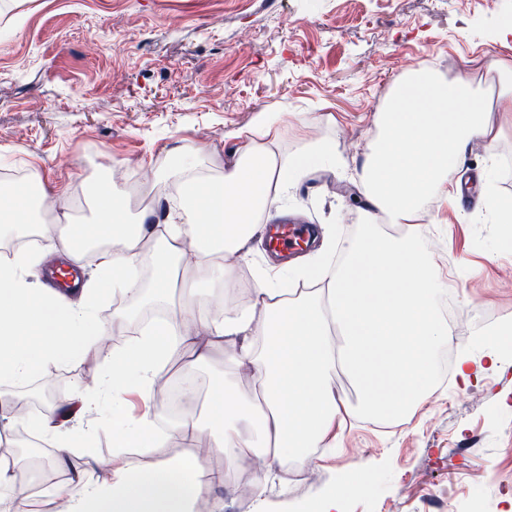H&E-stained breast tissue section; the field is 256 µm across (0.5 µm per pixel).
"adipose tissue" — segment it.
I'll use <instances>...</instances> for the list:
<instances>
[{"instance_id":"adipose-tissue-1","label":"adipose tissue","mask_w":512,"mask_h":512,"mask_svg":"<svg viewBox=\"0 0 512 512\" xmlns=\"http://www.w3.org/2000/svg\"><path fill=\"white\" fill-rule=\"evenodd\" d=\"M286 119L262 111L244 133L245 147L221 170L182 152L133 190L101 178L92 189L96 218L89 224L35 221L48 196H67V189L0 190L1 243L33 226L44 239L60 238L47 254L19 249L0 259V417L14 430L32 428L54 440L52 468H65L85 441L61 435L64 424L94 413L106 398L113 447L147 450L203 439L223 456L225 471L246 457L259 459L247 493L260 501L276 468L306 463L310 449L324 447L350 413L336 400L338 375L355 383L361 420L395 419L422 407L434 384V356L449 336L439 309L448 280L424 246L423 225L441 221L431 212L434 201L455 205L462 184L452 175L473 148H494L512 129V64L492 60L448 80L408 68L381 107L357 173L365 197L361 229L327 244L342 254V265L323 260L290 269L267 262L254 269L247 305H214L200 295L201 286L235 283L238 264L248 260L245 245L272 219L269 199L289 193L312 165L337 162L327 140L282 154L278 131ZM169 194L177 205L154 221L153 199ZM92 251L108 276L83 309L62 307L58 290H34L24 279L34 260L77 263ZM176 283L182 288L176 321L143 322V305L168 300ZM107 293L125 300L108 323L94 313ZM134 331V347L107 349L112 335ZM217 345L231 377L211 386L207 415L197 414L198 392L190 388L184 413L159 425L149 405L173 357L190 351L183 373L191 377ZM101 350L105 363L80 377L66 403L35 421L17 414L27 402L20 386L40 367ZM243 372L255 381L251 390L235 381ZM89 467L106 481L75 472L55 488L51 512H198L203 503L211 512L224 510L211 496L223 474L207 472L194 451L143 472L113 457L91 459ZM28 473L19 458L0 456V512H32Z\"/></svg>"}]
</instances>
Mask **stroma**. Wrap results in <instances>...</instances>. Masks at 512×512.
<instances>
[{
    "instance_id": "1",
    "label": "stroma",
    "mask_w": 512,
    "mask_h": 512,
    "mask_svg": "<svg viewBox=\"0 0 512 512\" xmlns=\"http://www.w3.org/2000/svg\"><path fill=\"white\" fill-rule=\"evenodd\" d=\"M512 0H0V155L12 172L47 185L86 186L114 162L147 173L174 148L198 147L224 165L260 110L291 113L289 154L331 140L342 168H312L288 214L339 238L358 233L364 197L353 181L374 122L405 68L462 74L468 62H512ZM307 112L311 122L294 120ZM482 204L431 224L440 269L454 267V298L472 330L512 320V246L480 217ZM468 387L443 375L424 406L399 422L348 420L335 451H311L302 480L278 471L263 503L215 487L224 512H316L352 465L365 491L340 512H512V342ZM99 353L43 367L22 386L39 418L43 394L71 396ZM112 408L75 423L95 428L86 455L109 457Z\"/></svg>"
}]
</instances>
